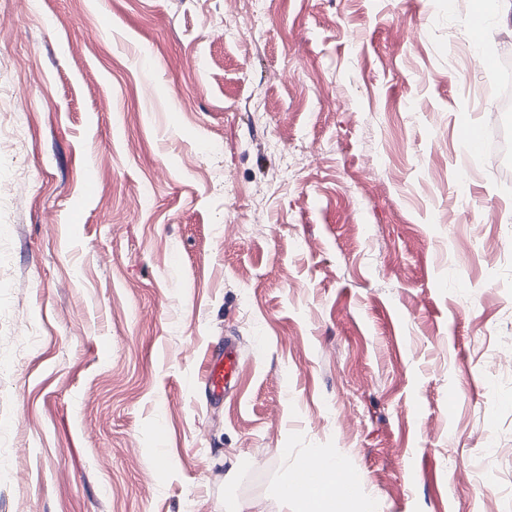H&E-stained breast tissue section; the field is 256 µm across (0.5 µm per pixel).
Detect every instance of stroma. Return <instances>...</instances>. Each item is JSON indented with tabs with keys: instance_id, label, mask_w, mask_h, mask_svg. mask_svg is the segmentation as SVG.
Masks as SVG:
<instances>
[{
	"instance_id": "stroma-1",
	"label": "stroma",
	"mask_w": 512,
	"mask_h": 512,
	"mask_svg": "<svg viewBox=\"0 0 512 512\" xmlns=\"http://www.w3.org/2000/svg\"><path fill=\"white\" fill-rule=\"evenodd\" d=\"M241 8L0 0V512H280L313 453L342 512H512V176L458 132L512 23ZM239 367V354L235 345L224 341V350L210 352L204 375L205 390L212 402H219L235 386Z\"/></svg>"
}]
</instances>
